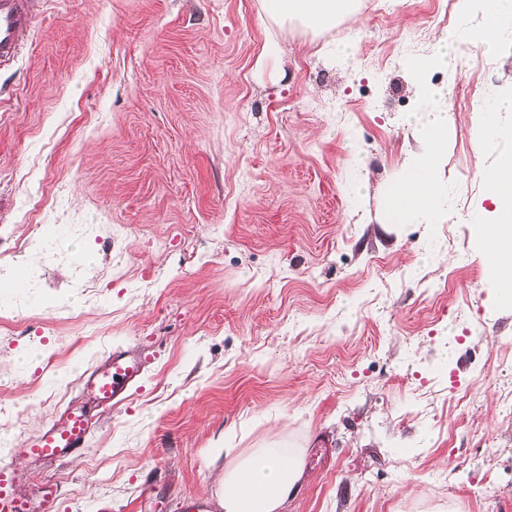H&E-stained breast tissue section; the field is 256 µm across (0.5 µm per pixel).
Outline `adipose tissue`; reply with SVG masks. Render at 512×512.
Listing matches in <instances>:
<instances>
[{
  "mask_svg": "<svg viewBox=\"0 0 512 512\" xmlns=\"http://www.w3.org/2000/svg\"><path fill=\"white\" fill-rule=\"evenodd\" d=\"M458 4L463 16L473 6H480L481 26L462 29L448 40L439 39L431 58L410 64L414 82L432 106L426 113L423 153L404 168L390 189L389 220L394 224L411 212L436 211L448 194L447 187L434 177V170L447 151L448 110L440 104L442 92L427 85L428 68L433 64L450 65L458 42L475 50H491L497 33L512 24V0H458ZM265 9L271 17L296 19L326 31L338 18L354 12L355 0H265ZM484 180L494 216L480 222L479 237L482 244L495 246L497 260L490 268V279L501 298L512 302V155L501 157ZM302 475L297 449H252L225 467L219 506L222 512H285Z\"/></svg>",
  "mask_w": 512,
  "mask_h": 512,
  "instance_id": "adipose-tissue-1",
  "label": "adipose tissue"
}]
</instances>
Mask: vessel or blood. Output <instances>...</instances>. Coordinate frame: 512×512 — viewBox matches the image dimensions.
<instances>
[{
  "label": "vessel or blood",
  "instance_id": "b4317fda",
  "mask_svg": "<svg viewBox=\"0 0 512 512\" xmlns=\"http://www.w3.org/2000/svg\"><path fill=\"white\" fill-rule=\"evenodd\" d=\"M31 0H0V66L9 65L22 49L21 34L30 19ZM147 357L114 348L105 367L83 374L81 386L91 392L98 406L121 403L126 393L143 379ZM90 433V417L81 409L66 408L52 425L40 431L22 447L17 455L50 460H63L82 452ZM20 480L12 466H0V512H30L14 488Z\"/></svg>",
  "mask_w": 512,
  "mask_h": 512
}]
</instances>
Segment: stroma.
Instances as JSON below:
<instances>
[{"mask_svg":"<svg viewBox=\"0 0 512 512\" xmlns=\"http://www.w3.org/2000/svg\"><path fill=\"white\" fill-rule=\"evenodd\" d=\"M447 3L358 0L323 33L262 0H36L0 70V283L31 274L0 294V465L33 512H216L228 440L302 449L287 512H512V304L474 221L512 137L473 147L512 26L428 71L448 199L386 216L430 106L409 63L481 20ZM36 224L54 258H10ZM116 346L149 363L105 411L77 379ZM70 404L88 448L15 459Z\"/></svg>","mask_w":512,"mask_h":512,"instance_id":"stroma-1","label":"stroma"}]
</instances>
